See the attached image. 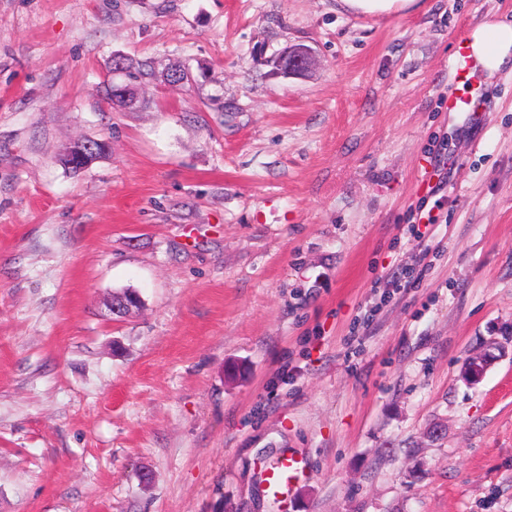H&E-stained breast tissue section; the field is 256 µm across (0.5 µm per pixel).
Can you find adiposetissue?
<instances>
[{
    "mask_svg": "<svg viewBox=\"0 0 512 512\" xmlns=\"http://www.w3.org/2000/svg\"><path fill=\"white\" fill-rule=\"evenodd\" d=\"M465 46L474 68L497 72L512 60V20L486 18L470 29Z\"/></svg>",
    "mask_w": 512,
    "mask_h": 512,
    "instance_id": "obj_1",
    "label": "adipose tissue"
}]
</instances>
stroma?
<instances>
[{"label":"stroma","mask_w":512,"mask_h":512,"mask_svg":"<svg viewBox=\"0 0 512 512\" xmlns=\"http://www.w3.org/2000/svg\"><path fill=\"white\" fill-rule=\"evenodd\" d=\"M494 15L0 0V512H512V69L454 80ZM116 54L195 80L122 110ZM287 61L283 70L286 76L301 74L311 64V54L306 48H290L282 53V62ZM505 348V345L499 342H490L485 345L481 351L472 355L467 363L465 362L464 366L466 364L467 366L464 368L462 378L471 385L479 383L488 367L501 355L504 356ZM492 356L496 358H492ZM301 461L298 456L288 455L278 460L275 467L268 472V487L275 498L283 496L302 472Z\"/></svg>","instance_id":"stroma-1"}]
</instances>
